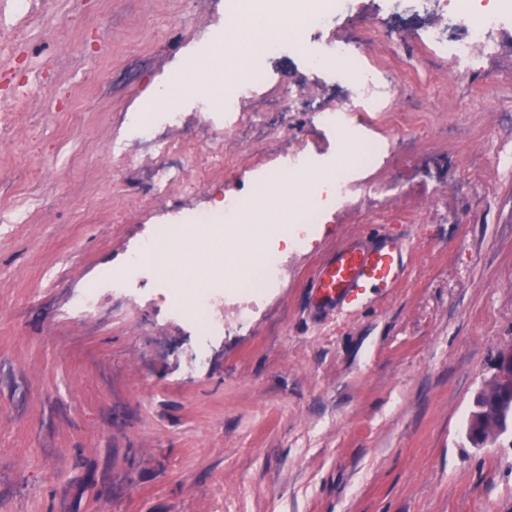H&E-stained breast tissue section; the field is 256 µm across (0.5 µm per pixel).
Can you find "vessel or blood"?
<instances>
[{"instance_id": "obj_1", "label": "vessel or blood", "mask_w": 512, "mask_h": 512, "mask_svg": "<svg viewBox=\"0 0 512 512\" xmlns=\"http://www.w3.org/2000/svg\"><path fill=\"white\" fill-rule=\"evenodd\" d=\"M405 272L404 248L384 237L365 246L348 244L318 268L311 288L315 303L322 308L355 307L370 291L398 287Z\"/></svg>"}]
</instances>
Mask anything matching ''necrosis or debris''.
I'll use <instances>...</instances> for the list:
<instances>
[{
	"mask_svg": "<svg viewBox=\"0 0 512 512\" xmlns=\"http://www.w3.org/2000/svg\"><path fill=\"white\" fill-rule=\"evenodd\" d=\"M271 23H287L288 35L270 41L254 55L246 77H228L221 96L198 117L185 112L154 108L137 112L127 120V134L108 139L105 152L113 173H130L142 168L152 172L151 193L160 202L166 222L156 224L153 233L129 253L124 264L105 272L73 300L75 316L95 310L100 288L123 293L131 282L153 270V261L178 267L183 294L169 305L171 313L191 322L201 336L212 335L221 320L215 313L222 295L200 288L192 258L200 252L224 248V228L243 224L258 213L268 198L267 185L283 183L288 174L316 171L314 156L303 149L280 151L264 169V181L250 195L222 192L214 178L202 181L203 189L219 194L216 208H186L168 192L169 184L185 179L180 161L184 147L221 153L225 141L248 146L261 116L280 110L284 98H292L299 112L315 111L322 128L341 133L342 145H353L347 159L337 160L334 168L340 194L357 190L365 196L391 192L392 184L358 187L354 178L359 170L375 166L394 143L393 135L404 122L409 97L418 93L415 72L404 66L406 59L422 57L438 65L450 62L456 83L475 82L474 64L489 51L493 39L503 29H512V0H374L377 13L397 21L420 14L430 20L415 39L396 33L394 40L376 58L368 57L367 46L379 42L381 30L363 26L352 38L338 30L339 19L360 9V0H301L289 7L288 0H260ZM53 0H0V61L15 63L27 51V37L34 19L52 13ZM299 61L301 79L283 87L272 69L273 61L283 57ZM334 81L346 85L349 93L332 108L315 110L314 84ZM252 111H245V104ZM384 120L382 137L368 138L365 128ZM169 128L181 129L183 140L166 137Z\"/></svg>",
	"mask_w": 512,
	"mask_h": 512,
	"instance_id": "4bbe7bcc",
	"label": "necrosis or debris"
}]
</instances>
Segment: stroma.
Wrapping results in <instances>:
<instances>
[{"label": "stroma", "instance_id": "stroma-1", "mask_svg": "<svg viewBox=\"0 0 512 512\" xmlns=\"http://www.w3.org/2000/svg\"><path fill=\"white\" fill-rule=\"evenodd\" d=\"M214 0H88L66 34L35 24L12 83L29 111L0 134V512H512V437L473 447L475 395L512 349V33L478 69L477 86L447 68L421 78L433 139L388 154L369 179L404 191L376 200L378 224L337 207L310 243L281 254L277 287L259 300L231 286L207 359L174 318L155 277L127 298L101 289L83 322L70 297L123 264L156 221L150 174L105 184L107 126L143 111L180 63L174 36L221 30ZM62 76L85 91V124L52 121L63 106L38 64L62 38ZM250 151H224L226 185L251 187L253 164L278 151L335 148L306 113L267 114ZM407 248V278L353 309L317 307L320 261L369 231Z\"/></svg>", "mask_w": 512, "mask_h": 512}]
</instances>
